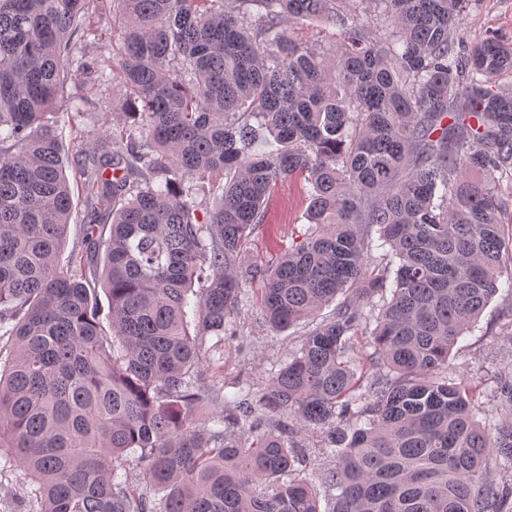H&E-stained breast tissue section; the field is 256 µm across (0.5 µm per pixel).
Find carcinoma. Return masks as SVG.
Here are the masks:
<instances>
[{
    "instance_id": "carcinoma-1",
    "label": "carcinoma",
    "mask_w": 512,
    "mask_h": 512,
    "mask_svg": "<svg viewBox=\"0 0 512 512\" xmlns=\"http://www.w3.org/2000/svg\"><path fill=\"white\" fill-rule=\"evenodd\" d=\"M346 2L0 0V477L31 476L5 512H320L303 431L336 453L332 512H512L493 476L512 474V364L482 421L481 382L449 365L512 289L494 188L512 90L493 82L512 47L461 55L470 0H381L382 29ZM109 11L98 85L123 89L124 125L77 156L91 221L64 269L73 197L47 114L86 66V16ZM299 19L334 28L328 46L289 37ZM259 129L275 149H253ZM293 177L310 226L243 266ZM254 280L273 330L335 307L265 388L201 420Z\"/></svg>"
}]
</instances>
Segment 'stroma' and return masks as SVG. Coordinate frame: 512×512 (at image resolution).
<instances>
[{"label":"stroma","mask_w":512,"mask_h":512,"mask_svg":"<svg viewBox=\"0 0 512 512\" xmlns=\"http://www.w3.org/2000/svg\"><path fill=\"white\" fill-rule=\"evenodd\" d=\"M488 33L512 45V0H470L458 32L461 52H469L473 42ZM95 77L91 68H69L65 81L67 96L60 99L50 116L62 155L68 161L66 174L73 190L69 233L58 258L63 267L69 265L73 253L81 247L77 236L79 226L90 220L84 205L83 179L71 160L76 153L92 150L95 133L114 121L111 113L100 109ZM74 93L85 97L82 112L70 108L68 97ZM308 191L307 183L296 179L279 186L266 222L252 232L246 256L248 265H265L272 255L291 246L294 238L306 231ZM260 288L257 281L246 288L233 322L236 334L224 344V395L228 398L237 393L242 382L253 390L263 389L272 367L284 361L301 341L302 327L276 332L262 322L256 307ZM511 311L512 294L499 292L478 322L459 338L450 357L457 377H477L484 387H494L501 364L512 358V328L507 325V314Z\"/></svg>","instance_id":"1"}]
</instances>
